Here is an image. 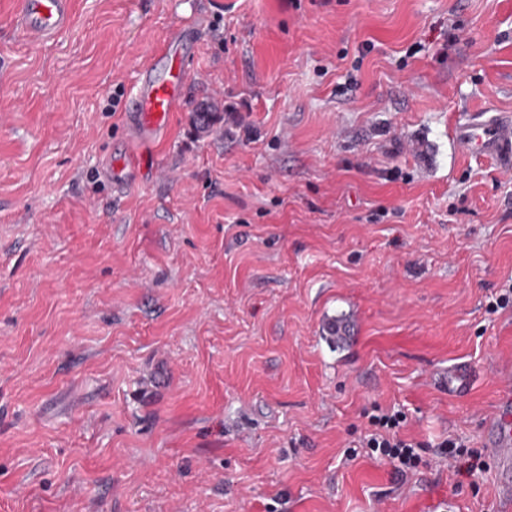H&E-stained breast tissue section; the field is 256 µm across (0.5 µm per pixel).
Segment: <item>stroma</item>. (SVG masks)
<instances>
[{"instance_id": "1", "label": "stroma", "mask_w": 512, "mask_h": 512, "mask_svg": "<svg viewBox=\"0 0 512 512\" xmlns=\"http://www.w3.org/2000/svg\"><path fill=\"white\" fill-rule=\"evenodd\" d=\"M71 9L42 41L0 0V512H495L494 468L436 452L480 447L512 356V172L454 135L512 116V0ZM196 21L133 141L141 64ZM394 407L424 465L347 459ZM195 29L180 26L172 32L166 48L158 53L166 61L161 72L150 63L156 54L142 66L125 109L126 123L137 137H163L169 117L181 110L189 59L185 47L195 43ZM140 169V161L131 154H125L119 160L112 158L107 162L108 177L114 182H128L132 180ZM437 448H439V455L448 459L458 474L472 475L485 466L481 452L453 439L443 440Z\"/></svg>"}]
</instances>
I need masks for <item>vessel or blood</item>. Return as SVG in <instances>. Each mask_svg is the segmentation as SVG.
<instances>
[{
	"mask_svg": "<svg viewBox=\"0 0 512 512\" xmlns=\"http://www.w3.org/2000/svg\"><path fill=\"white\" fill-rule=\"evenodd\" d=\"M20 25L24 33L50 38L70 25V0H22ZM195 29L176 28L161 56L166 65L155 70L144 64L125 109V120L135 135L145 140L163 137L172 113L183 106L188 74L187 45L194 43ZM457 140L469 152L493 158L503 171H512V118L491 116L469 119L458 128ZM140 169L139 160L130 154L108 161V177L116 182L132 180ZM485 452L503 479L497 486V512H512V362L501 364L500 390L492 413L482 429Z\"/></svg>",
	"mask_w": 512,
	"mask_h": 512,
	"instance_id": "obj_1",
	"label": "vessel or blood"
}]
</instances>
